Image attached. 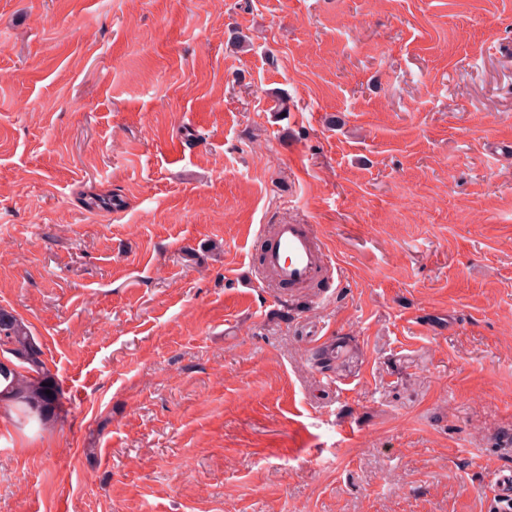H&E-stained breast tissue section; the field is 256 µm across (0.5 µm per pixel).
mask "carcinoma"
Listing matches in <instances>:
<instances>
[{
    "label": "carcinoma",
    "mask_w": 512,
    "mask_h": 512,
    "mask_svg": "<svg viewBox=\"0 0 512 512\" xmlns=\"http://www.w3.org/2000/svg\"><path fill=\"white\" fill-rule=\"evenodd\" d=\"M0 351L17 365L0 363L5 391L12 396L17 424L37 422L44 426L58 417L62 393L54 374L42 359V350L24 321L0 308ZM51 394H46V391Z\"/></svg>",
    "instance_id": "carcinoma-1"
}]
</instances>
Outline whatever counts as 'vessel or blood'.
<instances>
[{"label": "vessel or blood", "mask_w": 512, "mask_h": 512, "mask_svg": "<svg viewBox=\"0 0 512 512\" xmlns=\"http://www.w3.org/2000/svg\"><path fill=\"white\" fill-rule=\"evenodd\" d=\"M263 235L260 255L263 280L291 291L323 287L335 260L315 225L292 219L272 225ZM491 485L485 512H512V472L494 474Z\"/></svg>", "instance_id": "obj_1"}]
</instances>
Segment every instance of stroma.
I'll return each mask as SVG.
<instances>
[{
  "instance_id": "35a3bbf8",
  "label": "stroma",
  "mask_w": 512,
  "mask_h": 512,
  "mask_svg": "<svg viewBox=\"0 0 512 512\" xmlns=\"http://www.w3.org/2000/svg\"><path fill=\"white\" fill-rule=\"evenodd\" d=\"M507 140L512 0H0V307L64 407L0 419V512H484ZM291 217L341 287L260 278Z\"/></svg>"
}]
</instances>
